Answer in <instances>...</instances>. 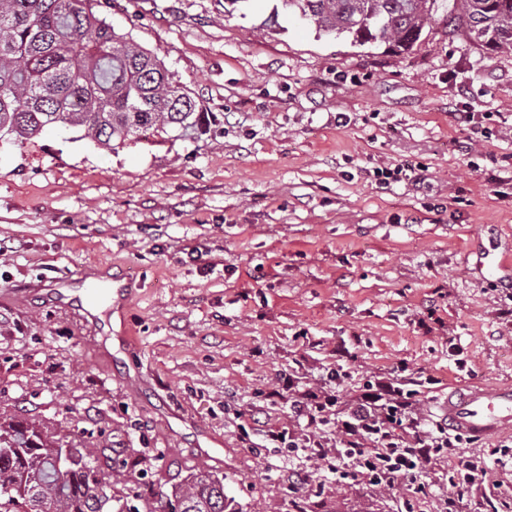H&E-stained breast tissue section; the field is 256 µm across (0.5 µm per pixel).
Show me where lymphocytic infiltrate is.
Returning a JSON list of instances; mask_svg holds the SVG:
<instances>
[{"label":"lymphocytic infiltrate","instance_id":"lymphocytic-infiltrate-1","mask_svg":"<svg viewBox=\"0 0 512 512\" xmlns=\"http://www.w3.org/2000/svg\"><path fill=\"white\" fill-rule=\"evenodd\" d=\"M419 385L398 369L369 374L344 402L325 387L286 380L263 397L288 398L292 417L303 428L296 433L268 422L265 437L289 446L316 473L326 469L379 488L401 483L414 494L424 492L426 483L438 485L432 512H464V496L473 490L482 492L490 512H499L512 501V491L490 478L487 460L511 458L512 444L504 440L448 465L464 437L431 418Z\"/></svg>","mask_w":512,"mask_h":512}]
</instances>
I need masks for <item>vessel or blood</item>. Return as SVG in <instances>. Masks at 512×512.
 <instances>
[{"mask_svg":"<svg viewBox=\"0 0 512 512\" xmlns=\"http://www.w3.org/2000/svg\"><path fill=\"white\" fill-rule=\"evenodd\" d=\"M450 430L473 440L512 428V386L469 387L450 392L439 405Z\"/></svg>","mask_w":512,"mask_h":512,"instance_id":"vessel-or-blood-1","label":"vessel or blood"}]
</instances>
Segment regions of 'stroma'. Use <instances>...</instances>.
<instances>
[{"label":"stroma","instance_id":"1","mask_svg":"<svg viewBox=\"0 0 512 512\" xmlns=\"http://www.w3.org/2000/svg\"><path fill=\"white\" fill-rule=\"evenodd\" d=\"M277 3L108 0L210 112L205 134L0 143V416L124 464L112 494L142 508L210 470L244 512H398L402 485L289 483L301 460L241 438L237 414L339 367L345 393L400 365L436 400L512 385V287L485 259L512 240V54L440 24L401 55L284 12L263 28ZM401 163L420 181L374 178ZM91 267L133 291L118 313L92 291L101 329L50 300Z\"/></svg>","mask_w":512,"mask_h":512}]
</instances>
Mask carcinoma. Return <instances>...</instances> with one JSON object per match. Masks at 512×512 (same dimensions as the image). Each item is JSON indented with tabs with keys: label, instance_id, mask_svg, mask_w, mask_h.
Wrapping results in <instances>:
<instances>
[{
	"label": "carcinoma",
	"instance_id": "obj_1",
	"mask_svg": "<svg viewBox=\"0 0 512 512\" xmlns=\"http://www.w3.org/2000/svg\"><path fill=\"white\" fill-rule=\"evenodd\" d=\"M319 31L363 46L411 50L441 20L488 52L512 53V0H281ZM101 0H0V134L27 141L61 125L114 150L147 135L178 139L207 128L189 91L163 60L119 35ZM56 441L30 421L0 420V512H101L123 467L102 475L94 449L71 446L65 467ZM158 512H238L224 478L198 472Z\"/></svg>",
	"mask_w": 512,
	"mask_h": 512
}]
</instances>
